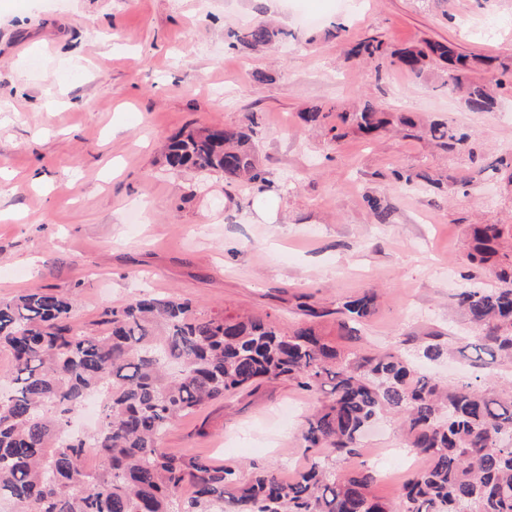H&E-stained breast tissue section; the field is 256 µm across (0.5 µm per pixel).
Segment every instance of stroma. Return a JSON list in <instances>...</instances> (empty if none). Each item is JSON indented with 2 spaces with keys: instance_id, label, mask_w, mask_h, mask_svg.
I'll list each match as a JSON object with an SVG mask.
<instances>
[{
  "instance_id": "obj_1",
  "label": "stroma",
  "mask_w": 512,
  "mask_h": 512,
  "mask_svg": "<svg viewBox=\"0 0 512 512\" xmlns=\"http://www.w3.org/2000/svg\"><path fill=\"white\" fill-rule=\"evenodd\" d=\"M262 22L287 38L231 45L230 30ZM372 37L393 49L447 40L512 66V0H0V298L72 291L88 325L151 291L202 314H267L284 329L315 303L319 334L340 349H404L417 361L430 332L460 347L468 326L454 288L466 274L494 285L470 270L466 230L512 225V186L484 176L448 194L393 172L461 175L512 157V85L497 90L494 112L468 111L439 68L425 81L396 68L377 77L375 61L349 57ZM367 102L459 126L474 151L449 152L418 130L367 139L349 126L333 139L337 113ZM315 106L321 121L304 122ZM228 125L251 126L269 190L167 169V138ZM369 288L376 310L350 339L336 305ZM321 399L263 384L182 418L163 446L245 478L264 468L288 479L313 457L301 429ZM378 429L338 467L367 463L373 493L393 500L416 451L395 416Z\"/></svg>"
}]
</instances>
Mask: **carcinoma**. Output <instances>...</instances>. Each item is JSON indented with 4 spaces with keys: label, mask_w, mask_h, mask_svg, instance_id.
<instances>
[{
    "label": "carcinoma",
    "mask_w": 512,
    "mask_h": 512,
    "mask_svg": "<svg viewBox=\"0 0 512 512\" xmlns=\"http://www.w3.org/2000/svg\"><path fill=\"white\" fill-rule=\"evenodd\" d=\"M284 30L258 24L230 37L250 47L271 45ZM353 54L380 57L417 77L431 63L446 68L444 85L471 112H491L495 97L471 80L473 63L444 42L390 50L380 40ZM341 119L365 135L408 113L367 103ZM252 129L209 127L181 132L166 145L173 172L217 174L228 184H266ZM429 134L450 152L470 135L433 121ZM406 184L440 178L393 171ZM468 262L490 272L494 288H462L454 302L476 334L464 350L469 366L512 362V226H469ZM373 289L341 303L354 320L376 309ZM70 293L29 289L0 299V352L12 359L0 381V502L14 512H512V389L466 382L443 385L401 354L360 355L324 341L308 322L284 331L270 316L201 315L173 296L143 293L104 308V335L73 321ZM294 382L323 393L305 419L307 450L330 448L307 470L283 480L270 470L245 481L236 469L163 449L174 422L228 394L263 382ZM382 414L397 415L409 443L429 461L403 484L399 504L372 493L374 468L340 473L336 461L357 455L363 433ZM98 449L88 471L83 449ZM192 487L189 497L184 486Z\"/></svg>",
    "instance_id": "obj_1"
}]
</instances>
